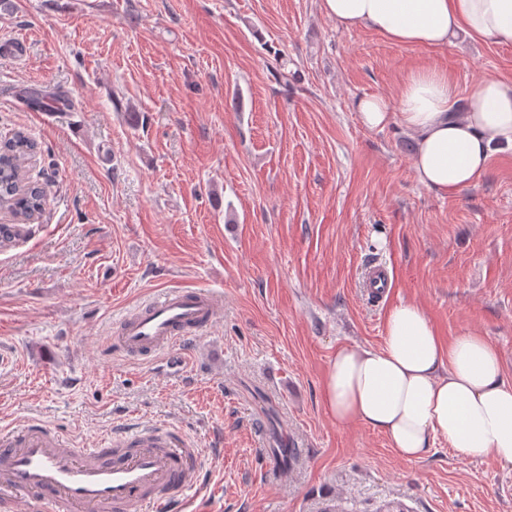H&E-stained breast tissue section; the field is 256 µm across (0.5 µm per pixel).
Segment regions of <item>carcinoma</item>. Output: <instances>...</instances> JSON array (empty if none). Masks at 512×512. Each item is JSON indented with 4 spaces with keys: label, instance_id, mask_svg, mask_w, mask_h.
<instances>
[{
    "label": "carcinoma",
    "instance_id": "obj_1",
    "mask_svg": "<svg viewBox=\"0 0 512 512\" xmlns=\"http://www.w3.org/2000/svg\"><path fill=\"white\" fill-rule=\"evenodd\" d=\"M34 154V141L24 130L0 142V208L24 220L37 218L46 203L45 187L28 177Z\"/></svg>",
    "mask_w": 512,
    "mask_h": 512
}]
</instances>
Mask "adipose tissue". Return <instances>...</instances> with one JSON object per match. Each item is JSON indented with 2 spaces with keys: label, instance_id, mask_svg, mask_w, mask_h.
I'll return each instance as SVG.
<instances>
[{
  "label": "adipose tissue",
  "instance_id": "ef3b65f1",
  "mask_svg": "<svg viewBox=\"0 0 512 512\" xmlns=\"http://www.w3.org/2000/svg\"><path fill=\"white\" fill-rule=\"evenodd\" d=\"M322 8L340 28H370L396 44L443 47L459 32L512 44V0H322ZM355 109L367 127L411 133L418 182L444 196L479 179L494 152L512 149V79L488 77L465 94L424 69L396 102L366 95ZM321 399L337 426L383 434L404 460L423 458L439 437L463 457L512 468V378L498 348L472 331L443 339L416 302L390 309L380 347H337Z\"/></svg>",
  "mask_w": 512,
  "mask_h": 512
}]
</instances>
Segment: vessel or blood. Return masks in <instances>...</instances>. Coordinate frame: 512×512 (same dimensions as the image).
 <instances>
[{
	"label": "vessel or blood",
	"mask_w": 512,
	"mask_h": 512,
	"mask_svg": "<svg viewBox=\"0 0 512 512\" xmlns=\"http://www.w3.org/2000/svg\"><path fill=\"white\" fill-rule=\"evenodd\" d=\"M222 304L207 288H168L123 313L110 355L173 353ZM199 452L172 425L124 426L91 448L41 422L0 426V512H182L202 484Z\"/></svg>",
	"instance_id": "1"
}]
</instances>
